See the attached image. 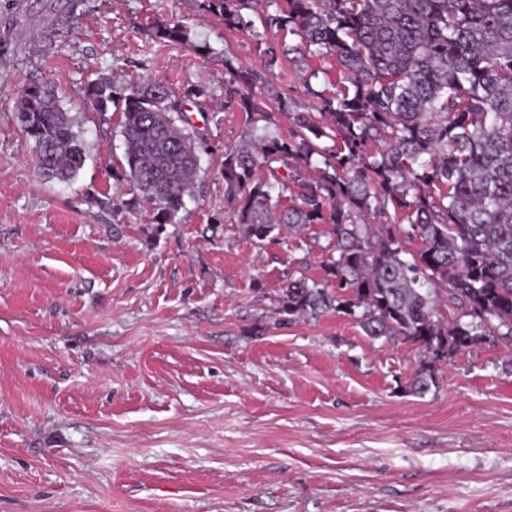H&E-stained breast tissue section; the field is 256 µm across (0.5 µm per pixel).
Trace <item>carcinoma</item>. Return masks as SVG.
Returning <instances> with one entry per match:
<instances>
[{
  "mask_svg": "<svg viewBox=\"0 0 512 512\" xmlns=\"http://www.w3.org/2000/svg\"><path fill=\"white\" fill-rule=\"evenodd\" d=\"M252 3L200 7L249 32L265 69L291 54L333 55L341 83L327 95L307 71L315 111H298L282 92L272 112L257 91L262 73L224 58L227 103L265 128L224 151V195L244 235L260 245L330 226L323 276L289 269L274 322L341 312L372 340L412 344L419 364L408 392L418 397L436 386L437 362L487 341L511 348L512 0H288L260 17V31L243 14ZM281 31L299 43L274 40ZM150 37L185 45L189 30L173 20ZM205 95L196 85L176 100L158 83L84 89L100 115L124 102L116 177L133 193L121 206L150 205L158 230L176 222L197 178L202 140L184 105L200 108ZM283 117L286 138L270 132ZM14 120L46 178L78 176L86 146L55 89L27 85Z\"/></svg>",
  "mask_w": 512,
  "mask_h": 512,
  "instance_id": "1",
  "label": "carcinoma"
}]
</instances>
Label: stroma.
Listing matches in <instances>:
<instances>
[{
	"label": "stroma",
	"mask_w": 512,
	"mask_h": 512,
	"mask_svg": "<svg viewBox=\"0 0 512 512\" xmlns=\"http://www.w3.org/2000/svg\"><path fill=\"white\" fill-rule=\"evenodd\" d=\"M171 19L189 44L151 40ZM228 53L263 69L197 0H0V512H512L511 352L440 361L417 397L413 346L336 313L274 325L283 274L321 278L329 227L243 236L222 171L251 127L225 99ZM306 65L315 89L335 82V57ZM306 65L282 61L262 92L312 106ZM96 79L208 90L200 172L162 232L105 204L129 188L120 107L82 98ZM34 81L86 145L71 183L39 173L13 120Z\"/></svg>",
	"instance_id": "stroma-1"
}]
</instances>
